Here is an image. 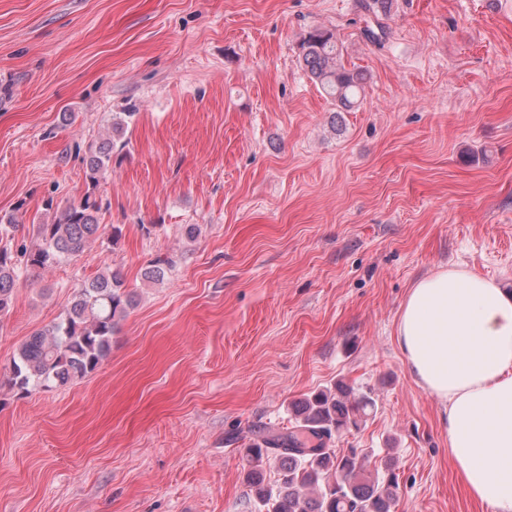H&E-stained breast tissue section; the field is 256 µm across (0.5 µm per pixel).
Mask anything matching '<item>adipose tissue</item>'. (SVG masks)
Returning a JSON list of instances; mask_svg holds the SVG:
<instances>
[{
    "instance_id": "adipose-tissue-1",
    "label": "adipose tissue",
    "mask_w": 512,
    "mask_h": 512,
    "mask_svg": "<svg viewBox=\"0 0 512 512\" xmlns=\"http://www.w3.org/2000/svg\"><path fill=\"white\" fill-rule=\"evenodd\" d=\"M396 337L411 374L437 397L471 496L512 512V294L465 267L415 282Z\"/></svg>"
}]
</instances>
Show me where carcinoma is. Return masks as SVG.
<instances>
[{
	"mask_svg": "<svg viewBox=\"0 0 512 512\" xmlns=\"http://www.w3.org/2000/svg\"><path fill=\"white\" fill-rule=\"evenodd\" d=\"M299 64L338 112L358 105L367 74L345 65L333 32L317 28L300 45ZM135 113L112 119L106 138L75 152L82 154L85 178L91 187L77 203L51 219L32 225L34 239L13 253L0 249V314L9 310L21 274L48 270L82 253L105 236L100 224L101 201L94 189L112 169V152L128 145L126 132ZM137 304L121 273L109 270L75 289L70 306L59 319L33 332L17 349L9 365L8 384L19 394L74 385L94 373L110 354L118 323ZM374 406L338 381L292 404L295 424L284 431L257 434L246 448L244 481L265 512H392L396 475L386 462L379 477L355 449L331 447L335 434L357 429ZM278 465L276 486L266 483L265 466Z\"/></svg>",
	"mask_w": 512,
	"mask_h": 512,
	"instance_id": "1",
	"label": "carcinoma"
}]
</instances>
